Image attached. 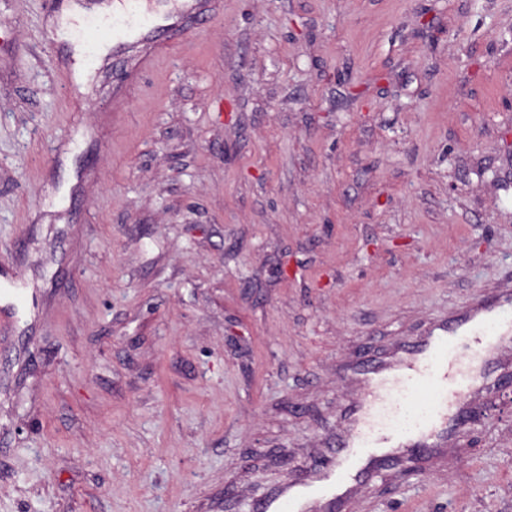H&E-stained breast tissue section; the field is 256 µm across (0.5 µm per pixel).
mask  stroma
<instances>
[{
	"mask_svg": "<svg viewBox=\"0 0 512 512\" xmlns=\"http://www.w3.org/2000/svg\"><path fill=\"white\" fill-rule=\"evenodd\" d=\"M0 0V512H235L353 365L512 287V0H224L76 81ZM346 512H512V413Z\"/></svg>",
	"mask_w": 512,
	"mask_h": 512,
	"instance_id": "obj_1",
	"label": "stroma"
}]
</instances>
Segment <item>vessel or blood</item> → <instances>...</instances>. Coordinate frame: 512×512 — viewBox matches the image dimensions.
Instances as JSON below:
<instances>
[{"instance_id": "b4317fda", "label": "vessel or blood", "mask_w": 512, "mask_h": 512, "mask_svg": "<svg viewBox=\"0 0 512 512\" xmlns=\"http://www.w3.org/2000/svg\"><path fill=\"white\" fill-rule=\"evenodd\" d=\"M210 0H112L109 16L90 21L88 45L112 42L119 57L136 47H166L178 21L206 12ZM512 367V290L449 317L410 342L392 364L360 369L359 393L341 411L348 433L337 437L316 475L290 484L287 497L259 512H342L378 471L412 448L445 447L465 422L473 397L494 374Z\"/></svg>"}]
</instances>
